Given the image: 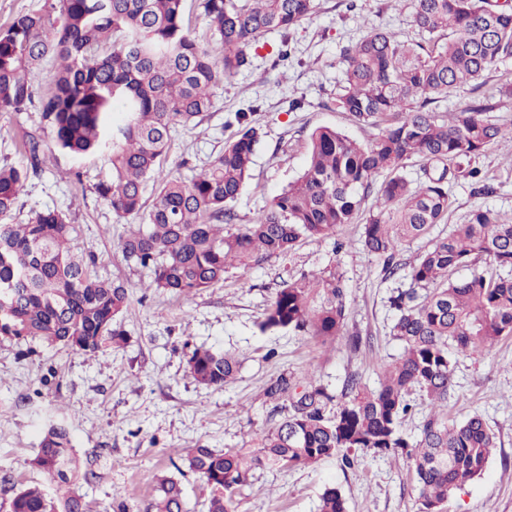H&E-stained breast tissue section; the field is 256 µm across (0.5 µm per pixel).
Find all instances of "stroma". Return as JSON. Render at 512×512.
<instances>
[{
  "instance_id": "obj_1",
  "label": "stroma",
  "mask_w": 512,
  "mask_h": 512,
  "mask_svg": "<svg viewBox=\"0 0 512 512\" xmlns=\"http://www.w3.org/2000/svg\"><path fill=\"white\" fill-rule=\"evenodd\" d=\"M375 29L401 32L407 40L419 37L408 0H317L316 11L289 33L267 32L251 50L252 67L214 87L215 106L201 124L173 132L164 172L192 176L223 151L225 122L256 106L263 136L234 205L246 224L303 173L315 129L333 127L360 143L374 142L379 127L354 122L337 109L335 98L343 81V48ZM285 46L290 57L282 62L278 53ZM509 80L512 59L440 104L453 115L472 100L487 99L494 105L489 119L504 131L476 161L493 194L475 195L468 180H452L450 223H461L478 208L512 222V95L502 91ZM39 125L37 108L0 112L1 165L28 166L23 141ZM42 145L47 162L26 182L15 219L24 222L48 208L68 215L77 252L94 257L100 277L128 288L130 303L122 317L127 340L94 356L60 343L0 340V512H7L16 490L47 484L31 460L49 423L67 427L77 455L93 471L76 485L88 512H115L121 503L128 512H144L156 476L174 472L172 463L183 448H252L287 416L288 402L263 395L279 376L311 375L337 394L354 373L372 389L383 364L400 355L401 344L389 334L395 319L389 298L409 281L402 273L385 278L361 244V223L340 226L323 239L301 240L289 253L250 270L229 268L223 282L197 295L159 294L148 287L149 271L126 262L118 248L127 220L116 218L94 191L110 175L106 157H73L48 136ZM333 265L347 282L343 336L325 341L288 330L261 331L284 282ZM355 334L361 338L356 350L349 341ZM194 346L236 354L241 366L235 380L221 389L196 384L187 372ZM456 381L449 419L481 414L498 448L483 474L449 499L447 512H512V338L482 354L459 357ZM328 487L339 488L347 512H418V491L406 462L376 454L358 455L349 467L334 457L256 471L240 512H317Z\"/></svg>"
}]
</instances>
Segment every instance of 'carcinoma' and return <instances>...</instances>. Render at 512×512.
I'll use <instances>...</instances> for the list:
<instances>
[{
    "instance_id": "obj_1",
    "label": "carcinoma",
    "mask_w": 512,
    "mask_h": 512,
    "mask_svg": "<svg viewBox=\"0 0 512 512\" xmlns=\"http://www.w3.org/2000/svg\"><path fill=\"white\" fill-rule=\"evenodd\" d=\"M186 0H59V10L17 15L0 28V112L36 105L44 129L75 157L103 151L111 175L95 193L119 218L133 217L119 243L123 257L150 271L147 288L194 295L224 281L227 266L247 270L285 254L305 238H325L358 217L363 196L382 174L381 202L362 225L365 251L393 275L395 253L448 219V183L479 178L473 161L503 134L487 119L492 106L473 102L448 117L439 102L512 58V9L498 0H410L424 36L404 40L375 30L342 51L344 81L336 107L361 124L382 127L361 144L330 127L311 134L302 175L268 202L250 223L236 227L233 202L250 176L261 128L255 109L235 113L224 150L185 180L160 166L178 126H198L214 106L213 88L251 65L250 49L268 31L283 33L309 18L316 0H201L212 53L185 25ZM56 61L47 92L36 97L43 62ZM126 117L107 122L115 102ZM30 166L0 165V338L62 343L96 355L126 341L121 317L129 305L124 283L101 279L94 262L74 248L75 227L47 210L14 223L19 195L42 170L40 137L26 142ZM420 158L436 172L413 182L400 173ZM154 182L150 207L143 200ZM488 257L512 269V224L490 210L471 211L462 224L410 262V284L390 297L397 311L391 335L401 355L383 364L379 387L368 389L352 374L344 400L311 380L281 377L265 389L287 397L290 410L264 433L256 448H192L183 464L209 489L207 512H239L241 496L264 468H294L331 457L343 464L358 452L399 454L419 490V512H444L455 491L480 476L498 448L477 414L448 420L445 407L456 389L460 355L479 354L512 337V278L477 270L463 281L449 275ZM347 288L335 268L284 283L260 328L293 330L322 339L342 335ZM192 378L207 388L231 383L237 357L196 347L188 355ZM422 393L431 413L413 439L402 430ZM32 465L53 485L14 493L9 512H87L73 490L92 471L81 463L67 429L51 425ZM146 512H185L180 484L160 476ZM318 512H346L341 492L327 488Z\"/></svg>"
}]
</instances>
